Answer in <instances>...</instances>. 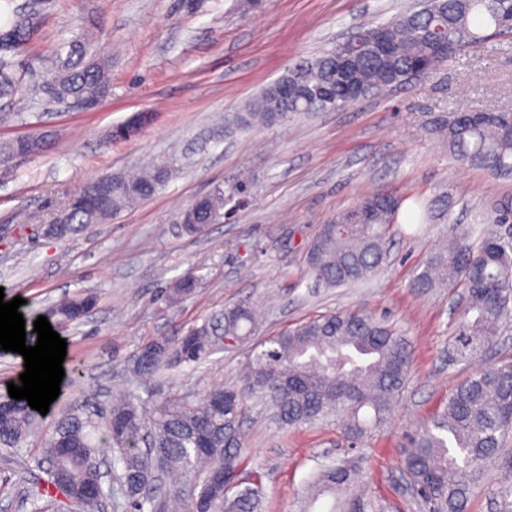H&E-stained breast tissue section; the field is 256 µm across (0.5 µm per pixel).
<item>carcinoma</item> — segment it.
I'll return each instance as SVG.
<instances>
[{"label": "carcinoma", "mask_w": 512, "mask_h": 512, "mask_svg": "<svg viewBox=\"0 0 512 512\" xmlns=\"http://www.w3.org/2000/svg\"><path fill=\"white\" fill-rule=\"evenodd\" d=\"M44 0L15 7L0 25V96L11 94L35 55L29 53ZM94 19L82 31L60 41L52 51L48 88L39 90L49 102L76 105L98 100L109 88L112 57L95 47ZM512 32V0H429L420 11L405 13L361 30L357 37L375 43L384 31L380 52L344 43L287 70L245 111L234 116L241 128L272 125L290 114L326 112L353 104L352 84L366 90L402 86L414 71L428 73L455 59L490 35ZM429 133L448 154L497 178L512 180V113L448 112L430 122ZM36 155L47 147L42 135L0 141V157L18 145ZM160 164L132 176L114 178L110 203L95 201L98 180L75 195L69 209L72 237L154 196L174 176ZM251 188L243 174L205 195L204 207L181 231L195 234L224 219L225 193ZM405 198L378 189L353 207L318 227L306 249L315 284L348 287L369 279L387 257V240L398 223ZM406 213L409 224H449L450 235L416 274L411 287L463 289V307L448 344V364L468 361L495 346L512 326V237L505 231L452 223L448 196L415 198ZM190 269L170 289L176 304L194 293ZM91 293H77L49 307L42 315L55 327L79 322L96 306ZM258 313L249 302L228 306L192 326L174 340L145 343L134 356L132 371L152 377L164 370L198 366L227 348L222 339L240 346L253 340ZM414 351L402 331L371 312H329L305 320L254 344L239 382L214 386L190 401L156 389L144 400L131 390L112 397L107 410L91 417L73 408L55 423L34 456L47 475L43 489L24 490L31 512H44L43 497L61 512L72 506L93 512L109 499L127 512H258L262 475L254 486L238 489L240 469L248 456L242 433L248 400L255 397L282 426L312 424L333 416L358 437L385 423L409 377ZM7 416L0 418V448L22 450L38 429V411L24 399L0 395ZM512 431V355L476 369L448 396V402L422 426L412 441L405 467L420 497L432 512H466L473 489L484 482L487 468L508 476L490 486L498 512H512V457L501 448ZM115 453L119 469L104 484L95 463L101 443ZM224 470V479L212 477ZM362 483L352 465H323L312 481L302 512L330 499L326 512H365L359 495L343 496Z\"/></svg>", "instance_id": "cac0c4a2"}]
</instances>
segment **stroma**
I'll list each match as a JSON object with an SVG mask.
<instances>
[{
	"label": "stroma",
	"mask_w": 512,
	"mask_h": 512,
	"mask_svg": "<svg viewBox=\"0 0 512 512\" xmlns=\"http://www.w3.org/2000/svg\"><path fill=\"white\" fill-rule=\"evenodd\" d=\"M422 0H55L38 32L40 55L16 91L0 97V141L46 133V150L0 174V295L21 297L27 316L76 292L96 295L81 324L60 329L67 342L60 394L28 440L40 444L59 414L77 403L94 412L113 389L152 390L129 370L142 345L177 336L215 311L240 302L263 307L259 338L329 311L386 315L414 349L412 371L392 418L357 439L339 420L296 427L250 406L244 421L252 482L262 476L259 512H299L320 462L355 465L371 512H428L407 483L403 460L417 429L442 410L475 362L448 363V339L461 289L421 293L414 276L447 227L423 233L393 228L388 258L368 284L318 288L305 246L318 225L363 195L387 189L428 199L450 195L455 222L492 224L512 205V180L449 157L428 132L444 112L512 110V35L505 34L402 87L339 111L291 115L247 131L228 127L233 113L288 67L329 50L362 28L418 9ZM112 55L111 87L96 109L30 104L35 83L51 73V51L87 17ZM153 120L136 135L110 139L132 113ZM176 175L152 198L79 235L54 241L37 233L90 180L127 175L160 161ZM248 170L253 196L228 221L186 235L182 210L224 178ZM194 294L171 306L161 297L188 268ZM250 347L214 355L206 365L172 370L167 390L200 397L238 379ZM25 453L0 449V512H28L21 490L42 481Z\"/></svg>",
	"instance_id": "1"
}]
</instances>
